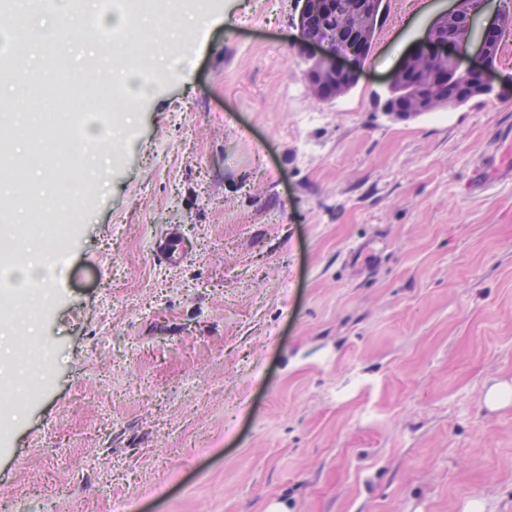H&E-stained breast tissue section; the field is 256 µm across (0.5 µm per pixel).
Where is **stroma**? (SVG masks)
Listing matches in <instances>:
<instances>
[{"instance_id": "1", "label": "stroma", "mask_w": 512, "mask_h": 512, "mask_svg": "<svg viewBox=\"0 0 512 512\" xmlns=\"http://www.w3.org/2000/svg\"><path fill=\"white\" fill-rule=\"evenodd\" d=\"M454 5L384 0L356 84L320 102L299 0H183L220 23L152 73L107 186L45 216L66 227L53 302L0 297L24 371L0 502L512 512V36L490 94L384 108ZM70 83L76 119L110 126L82 66Z\"/></svg>"}]
</instances>
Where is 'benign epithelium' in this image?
I'll return each instance as SVG.
<instances>
[{"instance_id":"benign-epithelium-1","label":"benign epithelium","mask_w":512,"mask_h":512,"mask_svg":"<svg viewBox=\"0 0 512 512\" xmlns=\"http://www.w3.org/2000/svg\"><path fill=\"white\" fill-rule=\"evenodd\" d=\"M382 2L359 0L351 3L344 13L334 15L330 0H302L298 29L303 47L307 49L306 81L313 98L318 101L334 99L357 82L358 65L371 49ZM485 4L486 0H478L476 6L467 8L464 0H458L457 6L431 25L392 73L389 87L401 93L406 114L429 109L457 93L455 73L476 82L487 94L493 91L488 75L491 56L512 33V11L498 7L483 28L476 46V56L482 62L480 67L467 61L470 39H450L445 34L450 26L471 31ZM333 30L348 38V53H336L324 38L325 33Z\"/></svg>"}]
</instances>
